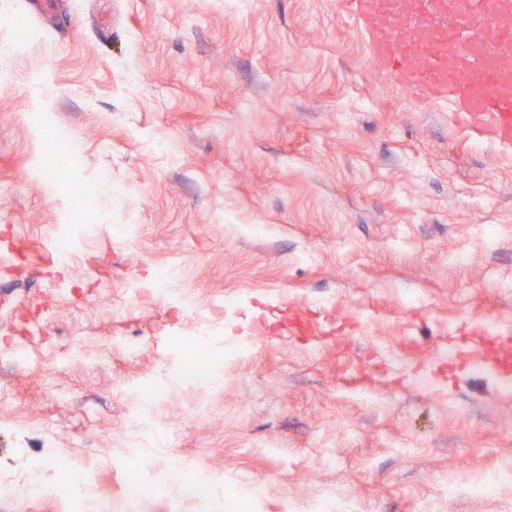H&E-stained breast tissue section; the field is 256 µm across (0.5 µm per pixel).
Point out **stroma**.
Wrapping results in <instances>:
<instances>
[{
  "instance_id": "1",
  "label": "stroma",
  "mask_w": 512,
  "mask_h": 512,
  "mask_svg": "<svg viewBox=\"0 0 512 512\" xmlns=\"http://www.w3.org/2000/svg\"><path fill=\"white\" fill-rule=\"evenodd\" d=\"M72 16L52 26L0 0V42L14 45L0 55V236L21 255L0 265V343L28 346L21 362L0 355V475L19 449L63 448L99 466L87 512H172L178 478L127 503L110 460L160 468L177 452L219 473L212 512L260 478L259 512H308L323 494L336 512H512V481L489 498L437 495L512 456V381L438 354L460 332L512 337V146L402 92L336 0H72ZM53 134L84 145L62 179L40 161ZM155 140L180 161L147 152ZM76 182L100 224L62 268L43 245ZM160 264L193 315L127 307L128 279ZM63 279L71 295L50 287ZM236 294V312L213 317ZM283 307L301 327L252 334ZM40 310L43 335H26ZM194 317L211 322L213 375L199 389L168 379L149 407L168 433L132 448L138 391ZM116 336L141 352L113 354ZM241 344L250 354L225 363Z\"/></svg>"
}]
</instances>
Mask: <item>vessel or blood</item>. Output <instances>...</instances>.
Masks as SVG:
<instances>
[{"label": "vessel or blood", "instance_id": "b4317fda", "mask_svg": "<svg viewBox=\"0 0 512 512\" xmlns=\"http://www.w3.org/2000/svg\"><path fill=\"white\" fill-rule=\"evenodd\" d=\"M413 98L512 142V0H339Z\"/></svg>", "mask_w": 512, "mask_h": 512}]
</instances>
